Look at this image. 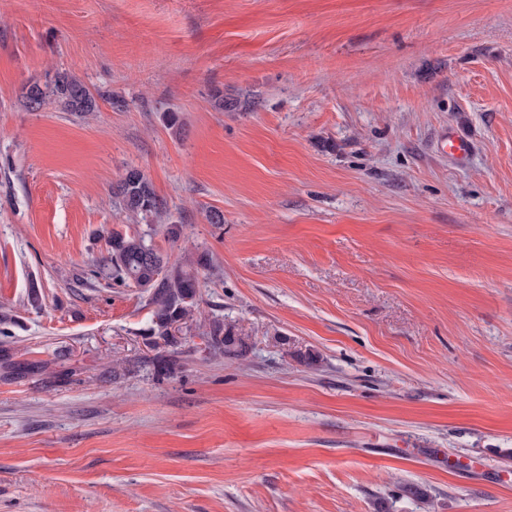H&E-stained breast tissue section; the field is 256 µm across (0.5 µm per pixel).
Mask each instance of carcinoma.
<instances>
[{"mask_svg":"<svg viewBox=\"0 0 512 512\" xmlns=\"http://www.w3.org/2000/svg\"><path fill=\"white\" fill-rule=\"evenodd\" d=\"M26 108L39 111L55 104L64 112L82 114L97 110L95 95L74 74L58 71L43 82L29 81L22 87ZM116 197L123 209L144 219L159 214L162 203L150 180L138 169H129L116 187ZM110 250L100 262L112 280L132 284L148 294L152 306L148 345L154 349L178 350L183 338L175 335L199 309V270L210 268L208 254L189 258H171L152 243L149 234L114 231L109 237ZM204 351L211 357L238 359L246 352V342L224 320L214 318L200 333ZM160 375L171 376L179 368L175 355L156 354L150 359Z\"/></svg>","mask_w":512,"mask_h":512,"instance_id":"cac0c4a2","label":"carcinoma"}]
</instances>
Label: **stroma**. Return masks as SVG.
<instances>
[{
    "instance_id": "stroma-1",
    "label": "stroma",
    "mask_w": 512,
    "mask_h": 512,
    "mask_svg": "<svg viewBox=\"0 0 512 512\" xmlns=\"http://www.w3.org/2000/svg\"><path fill=\"white\" fill-rule=\"evenodd\" d=\"M112 228L212 259L174 377ZM4 312L0 512H512V0H0ZM22 98L29 111H39L51 103L74 114L97 110L95 95L68 71H58L43 83L38 80L27 82L22 87ZM116 197L123 209L147 219L163 209L150 180L138 169H129L116 187ZM199 336L205 345L204 351L210 357L239 359L246 352V342L238 336L224 320L214 318L208 322Z\"/></svg>"
}]
</instances>
